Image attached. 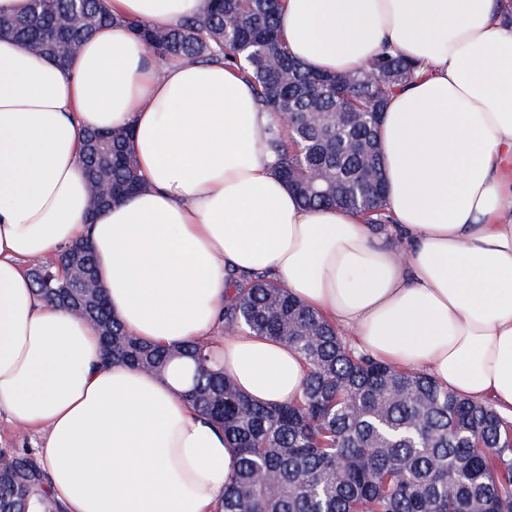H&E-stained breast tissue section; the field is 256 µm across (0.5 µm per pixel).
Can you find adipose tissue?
Segmentation results:
<instances>
[{
	"mask_svg": "<svg viewBox=\"0 0 512 512\" xmlns=\"http://www.w3.org/2000/svg\"><path fill=\"white\" fill-rule=\"evenodd\" d=\"M68 67L0 38V412L41 435L47 501L65 512H214L236 453L182 391L103 357L98 330L41 298L26 265L89 241L109 307L170 349L211 342L249 399L299 400L293 348L216 338L227 268L264 273L351 336L512 419V0H281L293 57L353 73L385 53L415 65L378 128L385 210L306 208L262 138L273 114L237 71L156 61L126 27L204 18L208 0H107ZM128 128L143 188L91 211L79 131Z\"/></svg>",
	"mask_w": 512,
	"mask_h": 512,
	"instance_id": "1",
	"label": "adipose tissue"
}]
</instances>
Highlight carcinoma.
<instances>
[{
  "label": "carcinoma",
  "mask_w": 512,
  "mask_h": 512,
  "mask_svg": "<svg viewBox=\"0 0 512 512\" xmlns=\"http://www.w3.org/2000/svg\"><path fill=\"white\" fill-rule=\"evenodd\" d=\"M279 0H209L201 20L157 30L124 25L156 58L212 62L240 71L271 109L267 142L278 175L306 207L336 205L379 224L385 177L377 131L389 94L413 65L383 55L358 72L312 71L279 39ZM120 22L106 0H30L18 16L0 15V36L51 54L61 65L92 33ZM81 161L112 183V199L143 186L129 131L82 129ZM38 263L36 292L95 323L109 358L160 371L172 351L129 335L107 303L70 300L67 278ZM224 333L248 330L296 349L308 365L301 400H249L210 367L211 347L189 345L195 365L184 393L224 428L237 464L217 512H512V422L492 406L460 398L422 372L356 353L334 326L265 275L229 276ZM0 512H27L44 472L33 459L0 451Z\"/></svg>",
  "instance_id": "1"
}]
</instances>
